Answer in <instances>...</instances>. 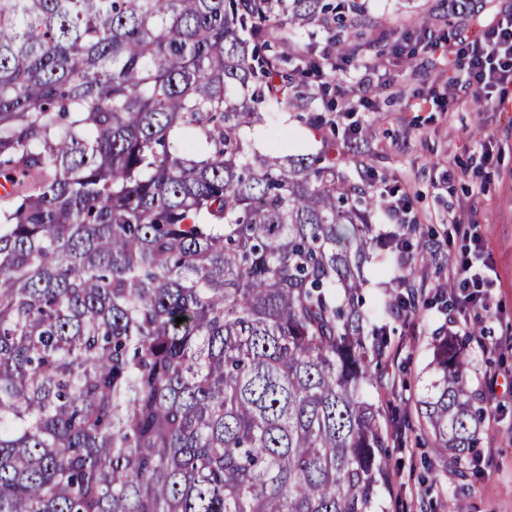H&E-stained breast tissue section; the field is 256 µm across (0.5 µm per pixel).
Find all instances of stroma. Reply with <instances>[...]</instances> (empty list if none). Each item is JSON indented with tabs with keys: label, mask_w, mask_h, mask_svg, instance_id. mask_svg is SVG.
Returning <instances> with one entry per match:
<instances>
[{
	"label": "stroma",
	"mask_w": 512,
	"mask_h": 512,
	"mask_svg": "<svg viewBox=\"0 0 512 512\" xmlns=\"http://www.w3.org/2000/svg\"><path fill=\"white\" fill-rule=\"evenodd\" d=\"M443 0H363L380 30L403 31L419 14L437 12ZM382 77L372 89V111L351 113L350 123L366 129L359 153L351 157L352 182L399 184L411 195L419 223L416 236L441 235L449 206H466V222L477 224L498 273L495 309L486 317V334L468 345L472 387L492 419L479 435L478 455L459 468L446 449L422 429L417 414L432 380L430 362L435 337L452 331L448 314L433 295L448 271L416 263L414 282L425 302L412 327L389 324L390 354L367 387L368 397L401 435H388L387 454L400 482L383 489L384 512H512V115L466 100L445 111L443 83L434 67L443 64L448 81L458 73L441 52L423 49L415 68H407L392 51L381 55ZM446 80V81H447ZM315 104L300 109H268L269 120L287 131L296 150L316 153L321 134L304 120ZM493 165L483 167V154ZM496 373V395L483 385Z\"/></svg>",
	"instance_id": "35a3bbf8"
}]
</instances>
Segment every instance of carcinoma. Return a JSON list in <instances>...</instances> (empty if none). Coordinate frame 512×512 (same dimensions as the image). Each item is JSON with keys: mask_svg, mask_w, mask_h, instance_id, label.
Here are the masks:
<instances>
[{"mask_svg": "<svg viewBox=\"0 0 512 512\" xmlns=\"http://www.w3.org/2000/svg\"><path fill=\"white\" fill-rule=\"evenodd\" d=\"M327 22L377 26L356 0H0V512H376L388 339L359 294L391 241L336 141L242 134L315 99L257 29ZM433 365L419 416L465 462L463 342Z\"/></svg>", "mask_w": 512, "mask_h": 512, "instance_id": "carcinoma-1", "label": "carcinoma"}]
</instances>
